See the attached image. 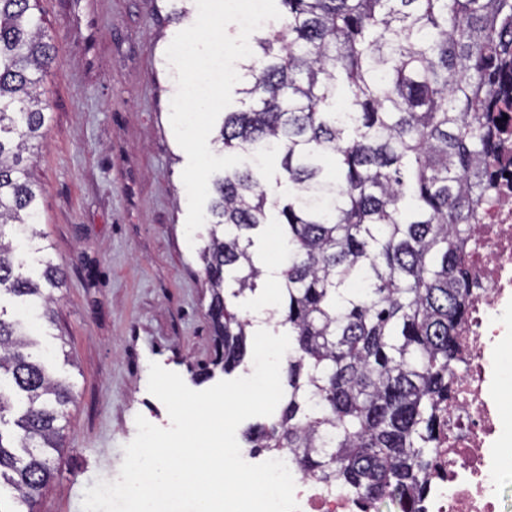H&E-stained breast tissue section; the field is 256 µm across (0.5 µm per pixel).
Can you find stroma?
I'll return each mask as SVG.
<instances>
[{"mask_svg": "<svg viewBox=\"0 0 512 512\" xmlns=\"http://www.w3.org/2000/svg\"><path fill=\"white\" fill-rule=\"evenodd\" d=\"M56 61L44 83L47 133L35 151L44 193L39 228L65 280L52 318L26 325L66 380L55 478L35 512H82L85 489L118 478L136 416L166 428L148 390L150 363L193 385L213 357L199 251L186 236L187 155L170 104L166 49L183 29L168 0H40Z\"/></svg>", "mask_w": 512, "mask_h": 512, "instance_id": "stroma-1", "label": "stroma"}]
</instances>
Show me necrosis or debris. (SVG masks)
Returning a JSON list of instances; mask_svg holds the SVG:
<instances>
[{"label": "necrosis or debris", "mask_w": 512, "mask_h": 512, "mask_svg": "<svg viewBox=\"0 0 512 512\" xmlns=\"http://www.w3.org/2000/svg\"><path fill=\"white\" fill-rule=\"evenodd\" d=\"M479 240L469 253L476 285L458 343L462 368L454 397L443 406L438 448L429 480L404 512H512L498 476L505 443L495 409L489 352L498 336L502 306L512 303V139L500 153L492 187L475 226ZM300 512H378L379 502L293 471Z\"/></svg>", "instance_id": "necrosis-or-debris-1"}]
</instances>
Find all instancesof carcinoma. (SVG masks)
<instances>
[{
  "instance_id": "carcinoma-1",
  "label": "carcinoma",
  "mask_w": 512,
  "mask_h": 512,
  "mask_svg": "<svg viewBox=\"0 0 512 512\" xmlns=\"http://www.w3.org/2000/svg\"><path fill=\"white\" fill-rule=\"evenodd\" d=\"M212 143L249 161L211 183V365L247 353L230 299L263 276L249 248L283 243L288 390L276 420L243 433L301 472L397 506L428 482L438 405L471 306L466 256L512 113V0H280ZM39 0H0V302L51 315L64 272L41 257L34 148L55 60ZM280 159L269 185L267 159ZM0 305V487L34 512L53 478L71 386Z\"/></svg>"
}]
</instances>
